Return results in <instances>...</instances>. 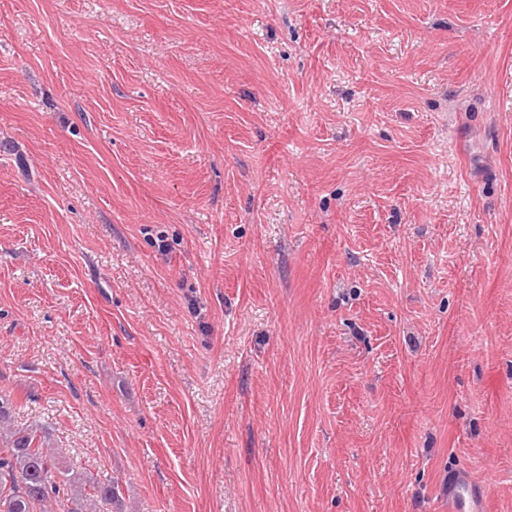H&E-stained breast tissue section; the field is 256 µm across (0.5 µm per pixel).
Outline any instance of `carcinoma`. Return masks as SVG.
I'll list each match as a JSON object with an SVG mask.
<instances>
[{
    "label": "carcinoma",
    "instance_id": "obj_1",
    "mask_svg": "<svg viewBox=\"0 0 512 512\" xmlns=\"http://www.w3.org/2000/svg\"><path fill=\"white\" fill-rule=\"evenodd\" d=\"M45 443L42 429L15 425L0 397V512H97L101 503L123 512L119 482L89 481Z\"/></svg>",
    "mask_w": 512,
    "mask_h": 512
}]
</instances>
